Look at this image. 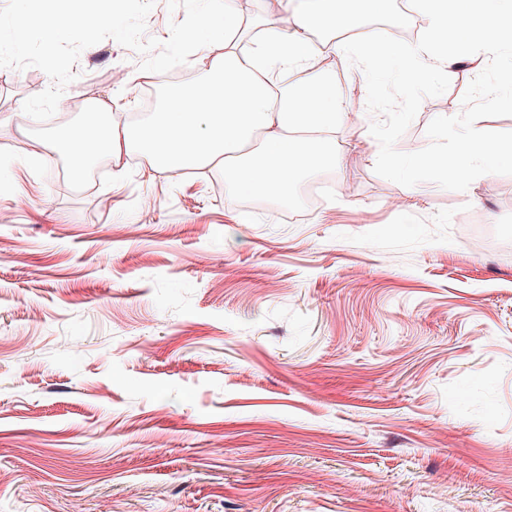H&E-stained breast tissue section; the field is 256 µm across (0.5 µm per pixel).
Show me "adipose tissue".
I'll list each match as a JSON object with an SVG mask.
<instances>
[{
  "instance_id": "ef3b65f1",
  "label": "adipose tissue",
  "mask_w": 512,
  "mask_h": 512,
  "mask_svg": "<svg viewBox=\"0 0 512 512\" xmlns=\"http://www.w3.org/2000/svg\"><path fill=\"white\" fill-rule=\"evenodd\" d=\"M334 0H304L287 22L266 13L244 24L234 0H224L220 27L200 16L188 25L187 37L198 50L219 42L222 51L207 63L205 90L172 94L161 112L136 126L112 121L101 143L71 129L55 136L54 152L66 157L73 180L98 153L117 156L136 149L166 172L223 165L224 198L288 197L307 174L336 158L333 135L348 104L336 88L335 70L317 65L321 52L315 36L328 33L337 57L359 53L372 70L385 67L397 51L385 37L360 40L333 38ZM416 0L423 20L420 38L408 48L404 82L419 83L435 74L451 78L463 66L480 67L478 48L493 45L512 51V0Z\"/></svg>"
}]
</instances>
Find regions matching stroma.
<instances>
[{"instance_id": "stroma-1", "label": "stroma", "mask_w": 512, "mask_h": 512, "mask_svg": "<svg viewBox=\"0 0 512 512\" xmlns=\"http://www.w3.org/2000/svg\"><path fill=\"white\" fill-rule=\"evenodd\" d=\"M141 60L84 49L72 109L24 125L52 81L0 68V512H512V253L468 223L512 242V176L376 175L365 75L330 55L349 110L313 205L228 204L220 168L147 158L72 181L58 130L161 108Z\"/></svg>"}]
</instances>
